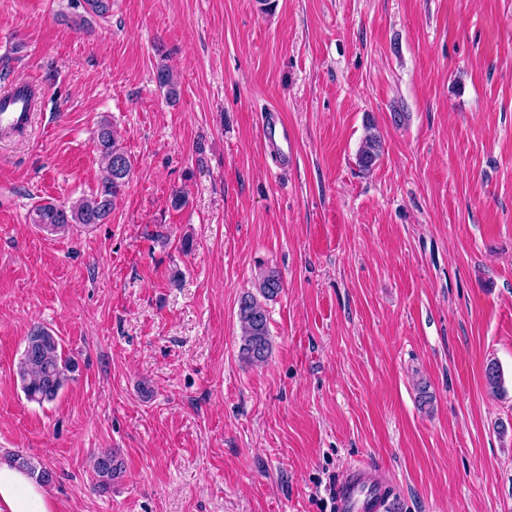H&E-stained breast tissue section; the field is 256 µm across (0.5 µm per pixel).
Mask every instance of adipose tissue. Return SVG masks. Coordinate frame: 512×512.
I'll return each instance as SVG.
<instances>
[{
    "label": "adipose tissue",
    "mask_w": 512,
    "mask_h": 512,
    "mask_svg": "<svg viewBox=\"0 0 512 512\" xmlns=\"http://www.w3.org/2000/svg\"><path fill=\"white\" fill-rule=\"evenodd\" d=\"M0 512H55L48 487L11 460L0 459Z\"/></svg>",
    "instance_id": "adipose-tissue-1"
}]
</instances>
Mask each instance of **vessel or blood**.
I'll list each match as a JSON object with an SVG mask.
<instances>
[{
  "label": "vessel or blood",
  "mask_w": 512,
  "mask_h": 512,
  "mask_svg": "<svg viewBox=\"0 0 512 512\" xmlns=\"http://www.w3.org/2000/svg\"><path fill=\"white\" fill-rule=\"evenodd\" d=\"M30 85L19 84L8 94L0 95V138L27 131L33 124ZM262 133L267 149L282 161L293 157L294 134L277 109L267 110L262 120ZM336 512H387L390 493L375 479L374 470L365 465L349 467L333 491Z\"/></svg>",
  "instance_id": "vessel-or-blood-1"
}]
</instances>
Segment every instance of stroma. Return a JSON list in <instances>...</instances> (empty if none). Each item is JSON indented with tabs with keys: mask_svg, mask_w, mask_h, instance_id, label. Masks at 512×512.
Wrapping results in <instances>:
<instances>
[{
	"mask_svg": "<svg viewBox=\"0 0 512 512\" xmlns=\"http://www.w3.org/2000/svg\"><path fill=\"white\" fill-rule=\"evenodd\" d=\"M20 82L42 96L0 144V457L51 469L57 512H330L359 462L390 512H512V0H0ZM103 120L133 162L109 218L33 224L97 188ZM266 267L256 368L237 308ZM36 326L79 364L45 406L16 378ZM262 133L267 149L285 164L293 157L294 134L275 108L268 109L262 120ZM383 151L381 136L372 118L366 119L364 136L362 138L358 154L357 164L363 171H370ZM256 293H244L238 303V321L241 331L240 356L250 366L264 365L271 353L268 319L263 301L275 299L283 288L278 271L266 268L260 271ZM262 298V300H261ZM92 468L97 487L104 490L119 475L121 464L111 450L105 449L94 455Z\"/></svg>",
	"mask_w": 512,
	"mask_h": 512,
	"instance_id": "stroma-1",
	"label": "stroma"
}]
</instances>
